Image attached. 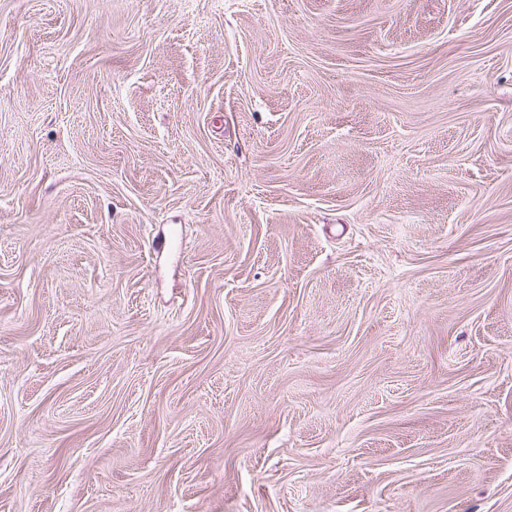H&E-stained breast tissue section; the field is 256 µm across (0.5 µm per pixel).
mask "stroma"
<instances>
[{
    "instance_id": "obj_1",
    "label": "stroma",
    "mask_w": 512,
    "mask_h": 512,
    "mask_svg": "<svg viewBox=\"0 0 512 512\" xmlns=\"http://www.w3.org/2000/svg\"><path fill=\"white\" fill-rule=\"evenodd\" d=\"M0 512H512V0H0Z\"/></svg>"
}]
</instances>
